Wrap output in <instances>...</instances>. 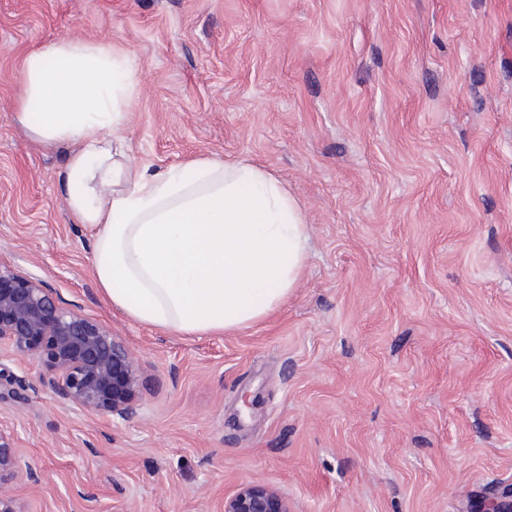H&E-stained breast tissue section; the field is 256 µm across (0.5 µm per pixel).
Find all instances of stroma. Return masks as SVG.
I'll return each instance as SVG.
<instances>
[{"instance_id": "stroma-1", "label": "stroma", "mask_w": 512, "mask_h": 512, "mask_svg": "<svg viewBox=\"0 0 512 512\" xmlns=\"http://www.w3.org/2000/svg\"><path fill=\"white\" fill-rule=\"evenodd\" d=\"M132 51L131 147L262 164L303 203L308 262L221 336L138 325L88 275L68 148L13 108L24 55ZM0 263L112 328L142 368L126 421L0 358L24 512H487L512 500V0H0ZM224 512H292L288 499L277 489L244 483L224 497Z\"/></svg>"}]
</instances>
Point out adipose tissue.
Wrapping results in <instances>:
<instances>
[{
	"mask_svg": "<svg viewBox=\"0 0 512 512\" xmlns=\"http://www.w3.org/2000/svg\"><path fill=\"white\" fill-rule=\"evenodd\" d=\"M140 71L123 47L56 39L21 60L16 120L36 143L69 148L65 208L92 239L105 298L149 328L216 335L279 308L305 269L299 200L246 159L155 168L129 146Z\"/></svg>",
	"mask_w": 512,
	"mask_h": 512,
	"instance_id": "adipose-tissue-1",
	"label": "adipose tissue"
}]
</instances>
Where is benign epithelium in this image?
<instances>
[{"instance_id":"obj_1","label":"benign epithelium","mask_w":512,"mask_h":512,"mask_svg":"<svg viewBox=\"0 0 512 512\" xmlns=\"http://www.w3.org/2000/svg\"><path fill=\"white\" fill-rule=\"evenodd\" d=\"M49 369L44 382L56 400L80 412L126 421L139 407L141 369L112 329L61 305L54 289L0 265V348ZM15 439L0 432V512H23L13 493ZM224 512H292L277 489L244 483L224 496Z\"/></svg>"}]
</instances>
